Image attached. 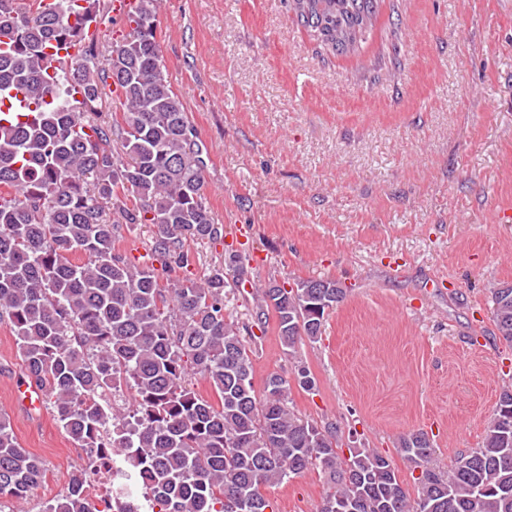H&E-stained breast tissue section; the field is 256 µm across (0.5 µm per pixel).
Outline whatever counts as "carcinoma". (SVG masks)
I'll return each instance as SVG.
<instances>
[{"label": "carcinoma", "instance_id": "obj_1", "mask_svg": "<svg viewBox=\"0 0 512 512\" xmlns=\"http://www.w3.org/2000/svg\"><path fill=\"white\" fill-rule=\"evenodd\" d=\"M161 0H137L128 33L102 54L89 26L102 25L100 0H0V89L28 112L0 121V319L5 317L26 381L48 398L83 448L124 454L119 500L145 484L159 512H275L269 486L310 470L328 477L317 512H512V388L500 394L480 447L448 471L428 434L398 448L422 467L412 497L392 460L373 448L336 443V427L298 416L288 379L253 384L250 349L224 311L226 289L245 287L247 256L225 251L200 279L186 243L224 242L205 198L203 145L168 80L157 41ZM322 48L355 53L373 30L377 0H291ZM83 43L50 75L52 43ZM81 90L82 111H73ZM112 104V123L99 120ZM156 228L157 265H138L115 247L120 225ZM346 289L307 279L287 290H256L251 326L275 313L288 354L321 334ZM493 317L512 344V286L491 289ZM200 376L218 404L191 387ZM117 387L131 396L120 411ZM86 465L43 512H96L84 491ZM47 465L21 447L0 414V499H25Z\"/></svg>", "mask_w": 512, "mask_h": 512}]
</instances>
